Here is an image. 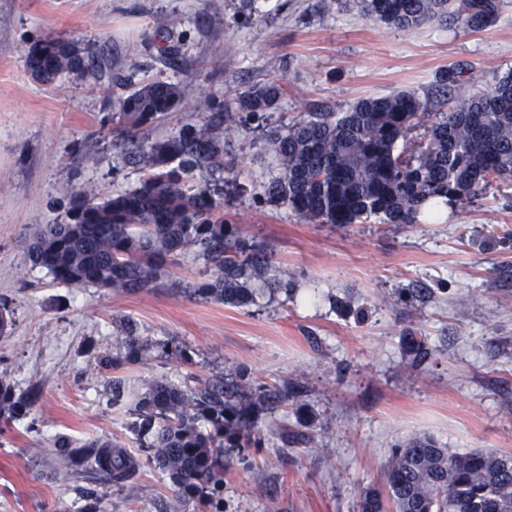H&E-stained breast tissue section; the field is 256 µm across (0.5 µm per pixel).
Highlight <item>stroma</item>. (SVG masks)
<instances>
[{
    "instance_id": "35a3bbf8",
    "label": "stroma",
    "mask_w": 512,
    "mask_h": 512,
    "mask_svg": "<svg viewBox=\"0 0 512 512\" xmlns=\"http://www.w3.org/2000/svg\"><path fill=\"white\" fill-rule=\"evenodd\" d=\"M47 37L84 48L98 78L33 79L25 56ZM170 45L181 54H162ZM460 63L472 69L460 96L512 68V0L480 31H403L332 0H0V300L14 319L0 337V376L40 390L32 427L0 433V512L84 506L79 486L49 474L43 450L58 436L138 449L132 416L110 406L93 362L96 351H121L127 319L192 359L122 368L132 381L191 387L239 367L254 392L289 391L288 402L248 410L263 447L225 449L224 512H359L392 448L422 436L452 453L512 455V186L492 184L432 222L343 226L306 222L261 191L276 174L267 131L361 97L428 94L437 72ZM274 79L287 96L224 144L233 176L205 179L224 187L225 224L288 268L289 294L264 292L238 308L165 290L67 286L30 266L33 225L65 222L80 186L106 198L145 175L124 159L108 87L179 83L195 108L143 126L140 139L152 142L208 123ZM409 336L429 351L421 363L403 352ZM175 498L147 461L130 488L103 489L99 508L167 512Z\"/></svg>"
}]
</instances>
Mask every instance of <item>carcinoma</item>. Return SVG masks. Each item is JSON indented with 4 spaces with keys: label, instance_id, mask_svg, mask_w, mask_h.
<instances>
[{
    "label": "carcinoma",
    "instance_id": "carcinoma-1",
    "mask_svg": "<svg viewBox=\"0 0 512 512\" xmlns=\"http://www.w3.org/2000/svg\"><path fill=\"white\" fill-rule=\"evenodd\" d=\"M367 20L399 30L424 24H456L477 31L498 18L501 0H336ZM31 76L52 82L67 74L95 76L74 43L46 38L26 54ZM466 70L439 71L435 98L413 90L356 100L343 112H310L270 135L277 174L264 194L313 224H417L428 202H472L495 181H512V70L493 87L468 97L452 95ZM284 89L278 82L252 87L235 99L244 120H259ZM130 157L146 175L131 191L101 199L91 186L74 192L67 221L33 226L27 258L60 284L93 285L116 293L167 288L234 307L255 303L256 290H290L288 270L272 262L268 247L224 224V197L210 187H192L197 173L224 168V134L233 127L183 125L166 139L147 144L133 129L184 103L175 82H147L117 98ZM425 128L423 136L416 135ZM192 254L204 278L185 282L170 267ZM125 353L97 355L112 406L134 416L133 431L147 460L164 472L179 496L200 493L195 512H222L224 449L260 448L264 439L246 414L253 393L238 370L194 387L166 378L134 384L113 374L144 365L163 349L187 364L190 356L123 324ZM39 390L16 391L0 378V426L26 419ZM55 478L123 489L141 459L110 437H58L46 450ZM211 489V494L201 491ZM360 512H512V455L485 450L448 453L429 436L393 449L380 488L360 495Z\"/></svg>",
    "mask_w": 512,
    "mask_h": 512
}]
</instances>
